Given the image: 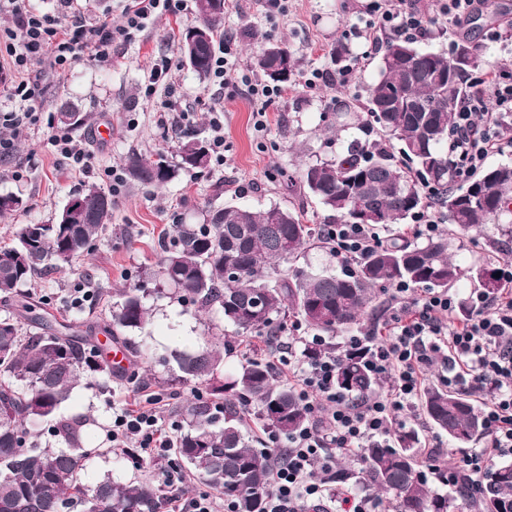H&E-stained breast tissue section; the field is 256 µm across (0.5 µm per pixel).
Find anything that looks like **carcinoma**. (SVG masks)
Instances as JSON below:
<instances>
[{
    "label": "carcinoma",
    "instance_id": "carcinoma-1",
    "mask_svg": "<svg viewBox=\"0 0 512 512\" xmlns=\"http://www.w3.org/2000/svg\"><path fill=\"white\" fill-rule=\"evenodd\" d=\"M198 27L205 39L191 60L180 40L182 62L200 77L210 74L216 41L224 26V6L215 0H195ZM378 53V78L366 89V115L355 111L358 99L336 104L330 127L355 129L328 160L305 165L298 173L300 187L320 204L325 224L402 226L437 204L458 237H468L484 224H496L512 235V164L500 163L455 185L448 139L455 124V103L475 92L470 76L484 70L481 46L469 38L453 44L452 55L422 50L414 39L388 37ZM353 55L348 43L336 42L329 56L336 69ZM288 73L278 76L282 57ZM301 59L285 42L264 41L255 67L269 81L292 84ZM176 164L167 154L143 157L132 151L125 159L130 180L145 187H162L180 170L205 169L210 161L206 141L190 137L178 143ZM433 188L426 196L421 185ZM102 199L84 210L75 224L62 223L66 202L52 224H24L14 242L0 247V295L15 300V308L0 316V512H157L160 489L149 481L93 484L83 477L89 453L83 442L85 421L59 414L82 379L111 378L112 364L103 348L86 335L55 329L42 313V302L21 290L38 274L71 264L89 252L92 242L112 219V196L96 188L78 195ZM372 218L365 221L359 210ZM317 228L299 210L273 205L261 210L226 204L206 211L201 224H174L153 276L161 287L148 291L125 288L112 306L106 332L143 328L149 316L147 299L176 298L202 309H216L238 336H275L293 316L316 334L333 337L358 328L376 294L398 284L445 290L469 276L490 294L501 284L486 267L464 270L448 256V236L424 241L400 235L366 253L352 270L338 274L296 266ZM237 271L224 276L226 268ZM31 330L23 331L22 322ZM240 362L228 381H216L220 352L207 346L174 351L164 365L186 382L206 384V395L186 409L187 429L175 454L194 474L237 505V512H263L271 492L268 454L254 447L246 429L243 407L252 405L261 425L285 438L309 422L295 388L279 381L258 349ZM336 389L364 395L377 378L363 366L364 347L337 351ZM429 423L464 445L484 432L482 411L472 395L431 384L420 397ZM41 420L67 444L65 449L43 444L28 423ZM393 446L377 443L363 449L362 463L371 486L395 502L396 512H512V464H501L485 487L452 495L431 490L420 474L418 435L400 427Z\"/></svg>",
    "mask_w": 512,
    "mask_h": 512
}]
</instances>
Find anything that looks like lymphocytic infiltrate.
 I'll list each match as a JSON object with an SVG mask.
<instances>
[{"label":"lymphocytic infiltrate","instance_id":"f902f5d3","mask_svg":"<svg viewBox=\"0 0 512 512\" xmlns=\"http://www.w3.org/2000/svg\"><path fill=\"white\" fill-rule=\"evenodd\" d=\"M118 21H88L62 9L34 10L29 0H0V12L11 23L0 28V47L10 59L7 95L15 106L0 110V158L10 156L16 141L40 121L42 76L57 75L88 63L112 60L114 42H129L160 14L177 15L187 0H121ZM372 29L393 37L421 36L425 19L413 0H371ZM214 82L227 88L246 86L254 99L281 96L282 90L239 75L226 56L216 57ZM457 128L449 148L459 177L477 173L488 157L506 142L502 120L512 112V75L492 74L478 93L456 105ZM321 240L332 255L353 266L361 255L381 245L373 228L363 224H326ZM392 313L383 336H372L363 362L368 371L386 378L385 391L348 397L336 389L338 358L328 352L313 360H293L288 370L301 385L309 424L287 441L272 438L268 453L273 464V491L265 512H304L306 505L329 501L336 512H375L376 499L365 492L336 489L331 473L340 454L361 456L371 443L388 445L394 413L414 407L421 392L425 366L442 350L448 382H468L478 392L491 393L484 408L489 436L484 447L471 450L448 469L449 485L480 488L494 459L512 453V296L479 298L475 317L456 320L452 294L414 293L399 286L391 293ZM179 424L167 421L155 408L123 409L115 413L108 438L113 445L134 444V462L157 463L168 490L166 512H235L232 502L207 493L186 499L178 492L185 477L171 456L172 433Z\"/></svg>","mask_w":512,"mask_h":512}]
</instances>
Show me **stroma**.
Masks as SVG:
<instances>
[{
  "label": "stroma",
  "mask_w": 512,
  "mask_h": 512,
  "mask_svg": "<svg viewBox=\"0 0 512 512\" xmlns=\"http://www.w3.org/2000/svg\"><path fill=\"white\" fill-rule=\"evenodd\" d=\"M369 0H288L286 14L269 13L265 0H238L224 10V29L236 38L238 66L254 74L253 59L246 46L244 30L250 29L271 40H284L302 61L295 90L285 91L267 108L265 133L253 127L258 102L243 92L213 85L211 78L198 77L187 66H179L166 85L149 87L147 70L153 57H177L181 34L197 23L196 12L175 17L159 16L135 41L112 48V62L106 66L84 65L65 76L45 81L43 116L45 121L18 143L13 154L0 160V195L11 194L23 201L13 215L0 218V246L11 243L20 225L52 223L65 202L94 185L112 195V221L93 243L89 253L70 266L36 278L31 290L52 307L58 320L78 330L102 331L122 288L144 285L155 288L150 278L161 255L160 244L172 225L199 224L205 211L231 203L263 208L277 203L303 210L308 220H316L321 209L305 191L288 186L284 175L296 171L303 162L330 158L335 145L323 128V113L333 111L342 95L365 98V87L377 76L378 57L368 54L365 40L354 38L352 27L364 26ZM425 19L434 23L432 38L420 40L422 48L450 52L459 36L473 34L482 43L485 58L494 72H512V41L490 43L488 30L497 26L500 15L512 17V0H479L475 12L484 25L477 31L467 26L436 21V0H415ZM351 42L355 58V81L342 88L336 83V65L328 54L336 39ZM324 70L326 80L314 91L301 84L314 69ZM224 111V162L209 163L199 173H180L165 187L146 188L130 180L113 184L105 170L121 166L132 151L151 155L174 153L178 140L189 132L210 137V109ZM76 109L84 122L72 128L75 144L92 151L94 170H70L46 146L51 132L58 129V114ZM101 123L112 127V140L97 142L93 129ZM449 250L458 263L471 267L494 261L502 265L512 260V238L501 235L495 225H487L475 241L459 244L449 239ZM90 290L92 296L80 307H72L76 289ZM149 319L142 330L132 332V341L141 344L142 357L132 359L129 376L115 377L105 386L80 385L74 389L62 413L90 417L86 445L92 450L85 462L84 478L94 481L110 476L122 481L157 480L156 464H136L121 449L112 446L107 432L112 427L113 410L144 405L148 395L161 397L159 410L165 418L183 421L182 410L202 393V386L182 382L163 366V358L175 350H192L203 339L224 343L221 379L237 370L245 349L238 341H227L231 326L218 311L197 312L166 297L150 298ZM405 429L416 431L421 443L438 448L437 463L448 467L462 454L459 445L431 426L421 408L399 416Z\"/></svg>",
  "instance_id": "1"
}]
</instances>
